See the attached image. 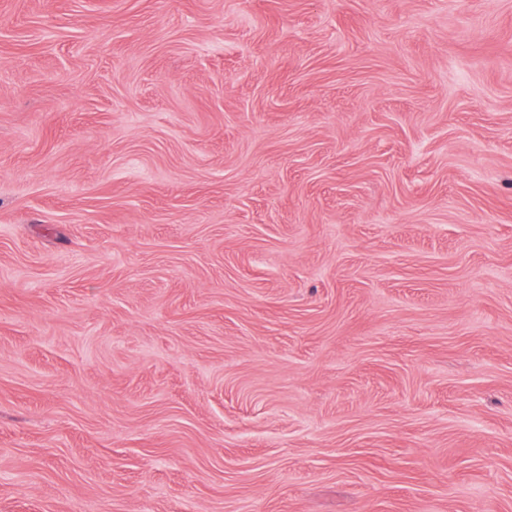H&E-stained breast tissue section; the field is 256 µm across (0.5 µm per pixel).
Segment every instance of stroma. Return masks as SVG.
I'll list each match as a JSON object with an SVG mask.
<instances>
[{
  "instance_id": "1",
  "label": "stroma",
  "mask_w": 512,
  "mask_h": 512,
  "mask_svg": "<svg viewBox=\"0 0 512 512\" xmlns=\"http://www.w3.org/2000/svg\"><path fill=\"white\" fill-rule=\"evenodd\" d=\"M0 512H512V0H0Z\"/></svg>"
}]
</instances>
